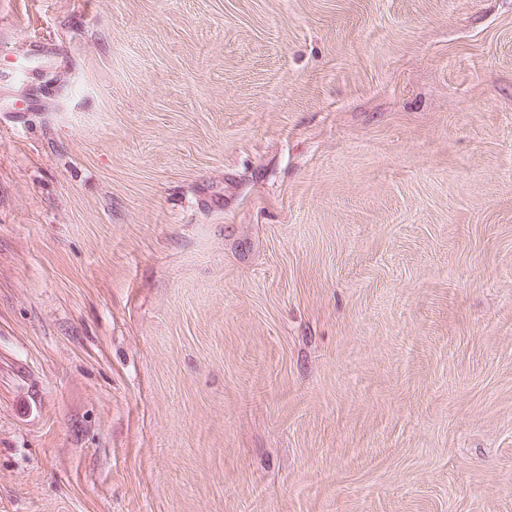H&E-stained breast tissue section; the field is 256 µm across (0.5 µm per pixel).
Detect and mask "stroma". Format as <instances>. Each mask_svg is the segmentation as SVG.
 <instances>
[{
    "instance_id": "35a3bbf8",
    "label": "stroma",
    "mask_w": 512,
    "mask_h": 512,
    "mask_svg": "<svg viewBox=\"0 0 512 512\" xmlns=\"http://www.w3.org/2000/svg\"><path fill=\"white\" fill-rule=\"evenodd\" d=\"M0 512H512V0H0Z\"/></svg>"
}]
</instances>
